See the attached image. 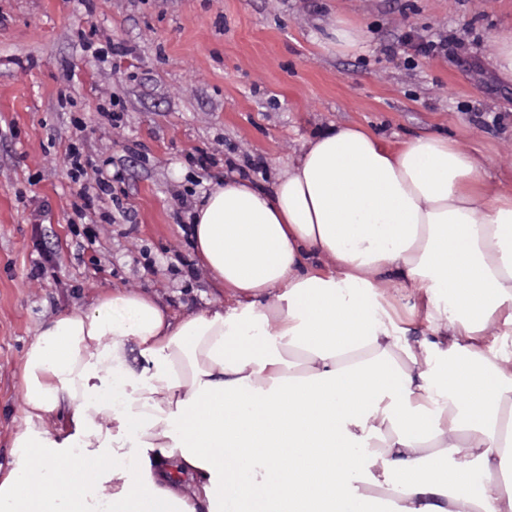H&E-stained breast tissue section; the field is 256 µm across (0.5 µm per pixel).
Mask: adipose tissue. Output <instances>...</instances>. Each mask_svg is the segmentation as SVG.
Masks as SVG:
<instances>
[{
	"label": "adipose tissue",
	"instance_id": "1",
	"mask_svg": "<svg viewBox=\"0 0 512 512\" xmlns=\"http://www.w3.org/2000/svg\"><path fill=\"white\" fill-rule=\"evenodd\" d=\"M188 219L223 304L42 323L0 512H512V187L471 143L340 125Z\"/></svg>",
	"mask_w": 512,
	"mask_h": 512
}]
</instances>
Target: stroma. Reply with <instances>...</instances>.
Here are the masks:
<instances>
[{
  "instance_id": "35a3bbf8",
  "label": "stroma",
  "mask_w": 512,
  "mask_h": 512,
  "mask_svg": "<svg viewBox=\"0 0 512 512\" xmlns=\"http://www.w3.org/2000/svg\"><path fill=\"white\" fill-rule=\"evenodd\" d=\"M343 17L369 38L337 51ZM512 30V0H0V463L22 422L17 369L35 329L112 288L191 309L222 302L189 236L188 205L229 166L272 182L307 138L364 125L388 143L472 141L501 182L512 83L484 53ZM451 36L454 56L385 48L406 32ZM128 53L101 63L95 50ZM118 100L111 124L103 106ZM89 160L82 184L67 155ZM217 163L201 169L199 153ZM123 173L77 214L104 159Z\"/></svg>"
}]
</instances>
